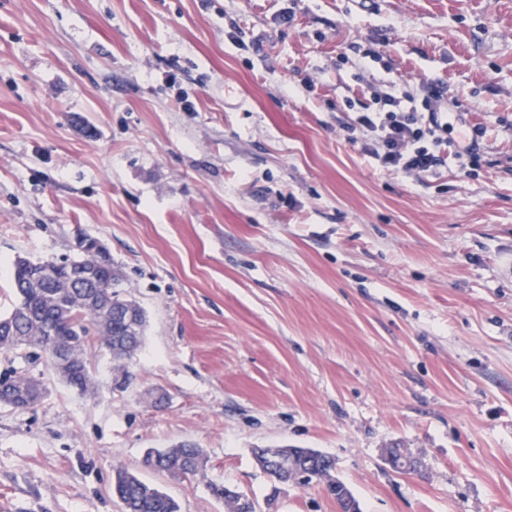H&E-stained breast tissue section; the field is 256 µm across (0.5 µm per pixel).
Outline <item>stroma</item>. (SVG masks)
I'll return each mask as SVG.
<instances>
[{
    "instance_id": "1",
    "label": "stroma",
    "mask_w": 512,
    "mask_h": 512,
    "mask_svg": "<svg viewBox=\"0 0 512 512\" xmlns=\"http://www.w3.org/2000/svg\"><path fill=\"white\" fill-rule=\"evenodd\" d=\"M443 87L480 163L371 164L372 89ZM190 108H182L181 98ZM96 239L147 317L125 390L0 405V512H337L256 448L331 456L363 512H512V0H0V314L16 256ZM188 443L204 470L142 469ZM402 448L411 473L386 461ZM112 490L125 512H181L172 496L122 468L115 470Z\"/></svg>"
}]
</instances>
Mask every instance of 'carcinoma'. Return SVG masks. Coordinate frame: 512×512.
I'll return each instance as SVG.
<instances>
[{
    "instance_id": "obj_1",
    "label": "carcinoma",
    "mask_w": 512,
    "mask_h": 512,
    "mask_svg": "<svg viewBox=\"0 0 512 512\" xmlns=\"http://www.w3.org/2000/svg\"><path fill=\"white\" fill-rule=\"evenodd\" d=\"M89 235L82 232L77 238V248L81 257L76 263L84 270H91L104 276L105 287L100 289L105 295L121 297L118 287L120 277L112 268L102 269L100 255L85 246ZM12 291L15 301L9 313L0 317L13 332L0 333V352L9 353L24 350L30 355L50 363V350L41 346L36 337L45 334L46 329L57 327L62 330L58 342L65 348L76 352V359L69 382L80 393L92 392L96 388V379L92 371V350L103 347L111 352L113 370L127 375L126 363L138 351L143 337L138 336L131 344L121 350L116 349V341L126 335V328L111 321L105 328L98 323L95 314L85 308L78 296L83 289L74 287L65 278H52L39 275L28 266L13 262ZM253 456L261 469L265 463L277 457L291 458L295 468L288 475L280 471H271L269 475L279 482H301L304 473H310L315 480L325 483L328 494L349 507V512H361L360 503L342 481L335 478V463L329 455L309 448H255ZM204 460L203 450L190 444H180L171 448H151L143 458V466L166 472L174 476L187 477L195 472L200 461ZM113 493L124 506V512H181V506L172 496L159 488L148 484L129 471L115 470L112 484ZM213 493L224 500L226 512H256L253 500L244 494L224 495V488L214 487Z\"/></svg>"
}]
</instances>
